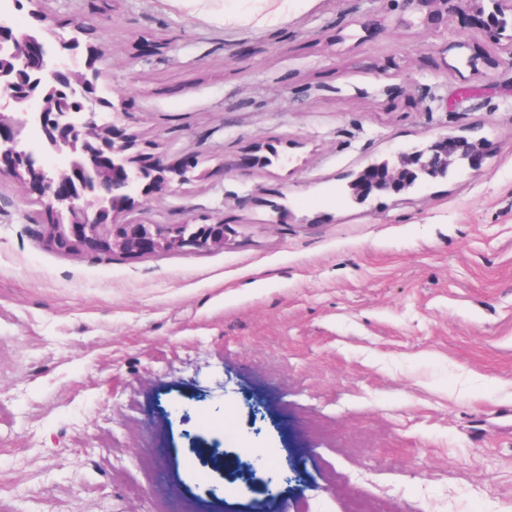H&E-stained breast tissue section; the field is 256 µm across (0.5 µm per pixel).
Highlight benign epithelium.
Returning a JSON list of instances; mask_svg holds the SVG:
<instances>
[{
	"instance_id": "benign-epithelium-1",
	"label": "benign epithelium",
	"mask_w": 512,
	"mask_h": 512,
	"mask_svg": "<svg viewBox=\"0 0 512 512\" xmlns=\"http://www.w3.org/2000/svg\"><path fill=\"white\" fill-rule=\"evenodd\" d=\"M31 5L30 32L16 30L0 19V46L21 49L0 59V178L6 176L31 196L50 216L47 241L59 250L85 247L96 253L139 256L157 251L195 252L224 247V220L210 224L122 222L139 197L172 193L185 183L207 176L194 165L169 166L158 160L134 164L136 136L123 123L125 108L100 94L105 71L97 66L94 49L56 34L53 18L39 0H13L16 8ZM409 12H425L433 23L466 13L464 26L473 37L493 33L506 37L504 48L512 63L508 17L512 0H400ZM41 132L55 153L69 157L63 169L41 164L27 149L31 129ZM264 146H251L222 164L230 170L251 171L268 165ZM483 143L440 135L421 149L399 151L396 162L365 166L350 183L351 197L363 202L370 195L399 194L435 178L454 161L477 169Z\"/></svg>"
}]
</instances>
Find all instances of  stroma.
I'll list each match as a JSON object with an SVG mask.
<instances>
[{"mask_svg": "<svg viewBox=\"0 0 512 512\" xmlns=\"http://www.w3.org/2000/svg\"><path fill=\"white\" fill-rule=\"evenodd\" d=\"M82 23L142 156L206 179L157 224L224 248L46 246L0 180V512H512V65L460 17L292 0L257 32L160 0H41ZM479 169L355 203L440 134ZM281 160L222 169L253 144ZM269 471L242 479L251 456Z\"/></svg>", "mask_w": 512, "mask_h": 512, "instance_id": "obj_1", "label": "stroma"}]
</instances>
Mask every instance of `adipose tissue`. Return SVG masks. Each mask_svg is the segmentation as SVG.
<instances>
[{
    "mask_svg": "<svg viewBox=\"0 0 512 512\" xmlns=\"http://www.w3.org/2000/svg\"><path fill=\"white\" fill-rule=\"evenodd\" d=\"M197 22L248 25L263 29L288 14L289 0H163Z\"/></svg>",
    "mask_w": 512,
    "mask_h": 512,
    "instance_id": "1",
    "label": "adipose tissue"
}]
</instances>
